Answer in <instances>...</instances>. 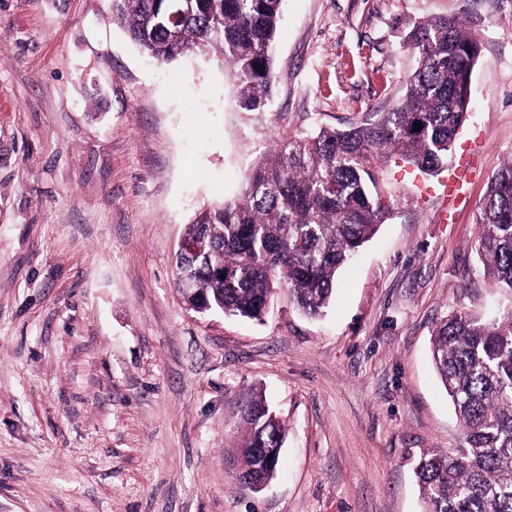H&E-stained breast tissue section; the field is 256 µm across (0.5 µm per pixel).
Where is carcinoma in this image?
Wrapping results in <instances>:
<instances>
[{
	"label": "carcinoma",
	"mask_w": 512,
	"mask_h": 512,
	"mask_svg": "<svg viewBox=\"0 0 512 512\" xmlns=\"http://www.w3.org/2000/svg\"><path fill=\"white\" fill-rule=\"evenodd\" d=\"M282 0H112V17L153 58L213 55L230 69L238 102L265 105ZM405 41L418 55L403 99L346 129L279 138L246 174L233 201L201 210L184 238L204 242L192 262L175 258V279L193 274L194 312L260 321L273 291L287 286L304 314L319 317L338 271L384 223L394 202L374 171L393 156L434 172L467 117L481 44L462 17L417 21ZM420 123L414 130L413 122ZM477 224L484 274L512 295V156L489 182ZM432 360L463 426L461 445L422 453L415 469L423 512H512V306L482 322L459 312L431 336ZM229 445L236 477L268 463L288 428L262 392L238 401Z\"/></svg>",
	"instance_id": "carcinoma-1"
}]
</instances>
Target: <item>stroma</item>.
Returning <instances> with one entry per match:
<instances>
[{"label":"stroma","instance_id":"stroma-1","mask_svg":"<svg viewBox=\"0 0 512 512\" xmlns=\"http://www.w3.org/2000/svg\"><path fill=\"white\" fill-rule=\"evenodd\" d=\"M456 13L482 53L451 221L390 159L375 179L394 210L324 316L284 286L260 323L187 310L186 225L238 197L276 136L389 110L417 66L407 24ZM510 156L512 0H284L253 112L217 58H149L112 0H0V512H420L419 455L462 437L433 329L512 304L475 222ZM253 388L288 427L259 493L225 455Z\"/></svg>","mask_w":512,"mask_h":512}]
</instances>
